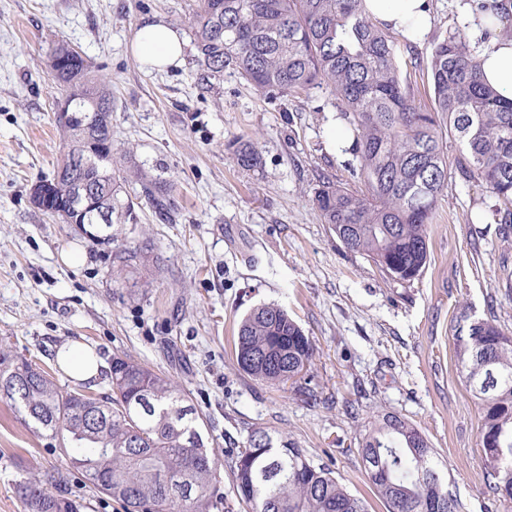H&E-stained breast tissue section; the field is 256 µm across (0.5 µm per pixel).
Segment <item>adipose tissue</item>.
I'll list each match as a JSON object with an SVG mask.
<instances>
[{"mask_svg": "<svg viewBox=\"0 0 512 512\" xmlns=\"http://www.w3.org/2000/svg\"><path fill=\"white\" fill-rule=\"evenodd\" d=\"M364 6L381 27L415 42L422 41L431 26L429 0H364ZM132 49L147 66L164 69L182 59L185 39L165 23L149 21L140 27ZM478 58L487 82L511 98L512 39L493 38L482 42ZM56 360L69 376L80 381L94 379L102 367L93 349L75 343L61 347Z\"/></svg>", "mask_w": 512, "mask_h": 512, "instance_id": "1", "label": "adipose tissue"}]
</instances>
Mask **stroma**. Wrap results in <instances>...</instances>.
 I'll use <instances>...</instances> for the list:
<instances>
[{"label": "stroma", "mask_w": 512, "mask_h": 512, "mask_svg": "<svg viewBox=\"0 0 512 512\" xmlns=\"http://www.w3.org/2000/svg\"><path fill=\"white\" fill-rule=\"evenodd\" d=\"M198 0H0V352L51 371L77 388L56 351L82 343L104 364L133 359L172 379L190 397L215 450L243 447L262 424L328 465L369 512H384L357 455L347 448L378 414L416 425L438 452L448 490L462 512H512L494 497L479 461L478 401L458 365L461 312H495L512 331V236L487 214L483 190L452 181L428 227L430 258L419 280L400 284L348 251L323 224L314 192L323 178L359 187L345 127L325 90L270 100L225 73L204 90L191 57L158 70L132 52L139 27L159 20L182 34ZM461 0H431L432 26L419 43L396 37L397 61L417 99L429 102L427 74L409 67L439 36L462 31ZM77 47L112 85V155L166 181L171 209L142 207L112 243L63 224L30 201L60 157L48 75L54 46ZM255 143L261 167L240 169L228 150ZM138 248L137 265L113 278V259ZM283 306L312 339L309 375L320 402L291 385L255 381L238 366L234 342L252 308ZM359 403L357 416L345 403ZM65 436L34 431L0 403V512H22L19 472L62 475V489L84 512H124L98 493L63 449Z\"/></svg>", "instance_id": "35a3bbf8"}]
</instances>
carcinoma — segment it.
Wrapping results in <instances>:
<instances>
[{"label": "carcinoma", "instance_id": "1", "mask_svg": "<svg viewBox=\"0 0 512 512\" xmlns=\"http://www.w3.org/2000/svg\"><path fill=\"white\" fill-rule=\"evenodd\" d=\"M193 62L200 85L227 70L270 99L321 88L352 135L365 190L329 179L314 204L323 223L346 249L393 281L409 283L424 272L428 224L448 172L476 183L494 199L492 212L512 218V98L484 78L477 50L462 33L433 43L426 58L432 105H418L401 76L393 37L365 13L363 0H199L190 21ZM49 75L79 119L58 125L60 160L52 179L57 193L86 182L109 196V224H135L128 181L112 160V86L80 51L63 41L49 58ZM459 148L448 157L447 141ZM103 160L88 164L89 145ZM237 166L260 167L248 138L229 145ZM144 198L159 215L168 210L166 184L133 172ZM455 336L458 363L479 401V456L489 492L512 499V338L495 316H461ZM239 367L255 380L280 384L303 377L315 356L304 330L275 304L252 309L235 342ZM112 394L88 387L63 391L52 374L26 358L0 353V401L32 422L36 432L67 434L71 463L98 492L126 512H368L324 464L292 440L257 425L245 448L228 459L236 499L220 492L219 456L209 446L201 417L172 380L129 358L115 356L107 374ZM356 452L386 512H461L438 467L437 452L405 418L385 413L357 438ZM62 478L27 474L17 483L24 512H82L85 505L62 491Z\"/></svg>", "mask_w": 512, "mask_h": 512}]
</instances>
